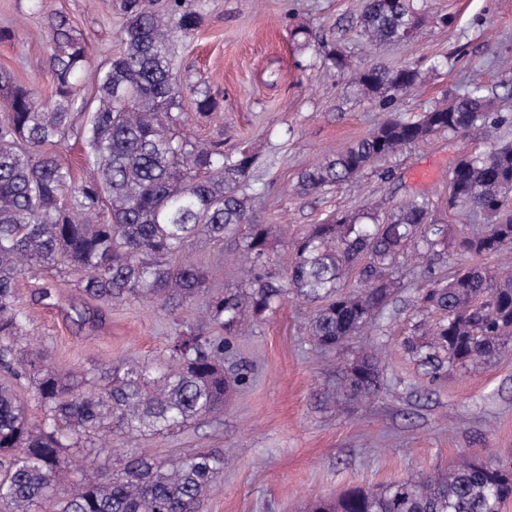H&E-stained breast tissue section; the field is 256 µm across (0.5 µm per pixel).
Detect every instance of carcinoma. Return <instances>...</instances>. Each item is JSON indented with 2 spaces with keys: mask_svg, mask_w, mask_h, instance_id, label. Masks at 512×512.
<instances>
[{
  "mask_svg": "<svg viewBox=\"0 0 512 512\" xmlns=\"http://www.w3.org/2000/svg\"><path fill=\"white\" fill-rule=\"evenodd\" d=\"M204 6L205 0H166L161 6L157 0H120L126 17L118 32L122 50L99 66L90 88L79 80L91 63L89 44L70 33L62 16L50 25L53 101L20 84L8 91L9 110L0 116V370L35 380L43 418L31 421L12 388L0 384L4 512H197L212 478L224 469L222 454L194 451L172 467L136 458L100 482H85L63 449L84 446L87 433L114 414L131 431L161 434L222 411L229 388L224 357L235 350L230 337L198 329L175 339L173 365L164 372L133 363L115 368L106 385L93 371L58 373L39 353L21 347L27 315L17 284L24 272L64 264L90 298L106 304L130 295L176 308L206 294L205 321L227 333L247 310L258 318L291 295L318 301L311 337L331 349L383 312L395 288L389 271L408 250L430 270L445 244L444 226L429 221L430 202L419 195L393 205L382 220L365 214L369 224L341 216L313 225L293 243L284 273L268 272V225L250 221L251 198L243 193L252 156L173 132L172 109L187 94L198 114L220 111L208 90L180 83L172 53L175 41L199 28ZM357 26L373 45L403 41L416 26L412 0H396L390 9L383 0H364ZM355 81L390 106L398 93L418 86L420 71L366 67ZM508 123L493 98L477 88L416 119L384 121L306 170L298 187L307 193L352 181L373 162L437 132L474 135ZM71 139L83 143L90 169L79 184L57 152ZM449 184L448 208L492 217L486 225L491 233L463 237L460 255H495L512 247V203L503 202L504 190L512 188V143L463 157ZM243 224L248 290L226 294L205 287L200 267L183 258L186 246L198 237L222 241ZM356 266L358 290L342 291V275ZM419 304L443 314L428 328L431 341L411 345L435 370L433 349L468 366L512 347L511 270L492 274L464 264L448 280L434 279ZM378 364L374 353L354 362L345 393H374ZM511 496L512 465L464 458L444 479L357 489L333 504L315 502L312 512H498Z\"/></svg>",
  "mask_w": 512,
  "mask_h": 512,
  "instance_id": "obj_1",
  "label": "carcinoma"
}]
</instances>
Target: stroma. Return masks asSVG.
<instances>
[{
  "label": "stroma",
  "mask_w": 512,
  "mask_h": 512,
  "mask_svg": "<svg viewBox=\"0 0 512 512\" xmlns=\"http://www.w3.org/2000/svg\"><path fill=\"white\" fill-rule=\"evenodd\" d=\"M421 22L411 41L367 45L355 26L361 0H208L194 36L178 41L182 82L208 89L220 112L202 117L190 100L176 115L196 138L223 141L225 150L248 151L256 161L247 188L254 222L273 232L269 260L287 266L291 237L340 215L358 216L379 200L395 204L427 195L434 223L450 235L484 223L481 215L448 207L449 173L463 156L512 138V127L487 126L481 140L439 133L377 162L353 182L318 192L296 191L302 172L368 134L390 118L408 120L435 104L466 93L472 85L495 93L498 111L512 115V95L500 65L512 62V0H414ZM67 16L75 35L91 41L93 63L81 80L94 85L97 65L119 52L124 16L114 0H0V72L52 100L49 22ZM339 49L343 69L325 65ZM374 63L413 66L423 83L388 108L353 82L356 70ZM433 176L416 181L415 168ZM392 179L382 180L384 171ZM243 237L191 241L187 253L207 284L243 290L239 258ZM398 287L383 313L335 351L317 350L309 338L313 304L288 299L262 317L245 316L233 336L234 357L225 369L247 365L249 383L230 393L222 414L196 420L164 435H131L113 429L111 451L81 460L87 478L111 476L134 453L178 463L192 451L223 454L200 512H304L316 497L336 501L356 488L396 480L447 475L462 455L486 462H512V357L478 365L449 364L436 353L439 370L413 354L419 324L438 313L419 310L429 285L412 263L394 270ZM56 291L63 306L42 299ZM26 330L59 372H105L128 361L169 364L179 332L200 323L201 302L171 311L127 299L109 306L86 296L68 270L19 279ZM98 312L100 328L74 325L65 307ZM376 352L377 389L352 401L336 389L352 362Z\"/></svg>",
  "instance_id": "35a3bbf8"
}]
</instances>
